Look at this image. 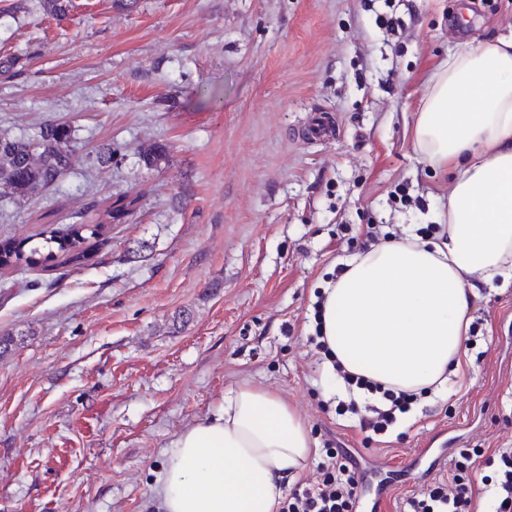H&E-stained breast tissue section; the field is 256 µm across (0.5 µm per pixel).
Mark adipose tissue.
Listing matches in <instances>:
<instances>
[{"instance_id": "obj_1", "label": "adipose tissue", "mask_w": 512, "mask_h": 512, "mask_svg": "<svg viewBox=\"0 0 512 512\" xmlns=\"http://www.w3.org/2000/svg\"><path fill=\"white\" fill-rule=\"evenodd\" d=\"M414 145L453 172L442 230L357 254L324 289L325 342L349 373L396 392L440 395L466 356L474 285L512 279V35L450 52L431 78ZM311 438L266 388L228 391L183 430L156 479L161 512H277Z\"/></svg>"}]
</instances>
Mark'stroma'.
Segmentation results:
<instances>
[{"label": "stroma", "instance_id": "obj_1", "mask_svg": "<svg viewBox=\"0 0 512 512\" xmlns=\"http://www.w3.org/2000/svg\"><path fill=\"white\" fill-rule=\"evenodd\" d=\"M509 34L512 0H72L61 18L0 0V59H20L0 71V134L57 120L76 147L57 190L0 201V241L138 198L88 265L0 273V512H156L175 435L243 383L286 401L314 448L377 468L381 512L420 490L406 470L426 444L512 447V281L477 286L447 398L380 438L334 412L307 341L362 225L397 236L448 201L412 141L437 66ZM321 111L340 131L307 139Z\"/></svg>", "mask_w": 512, "mask_h": 512}]
</instances>
